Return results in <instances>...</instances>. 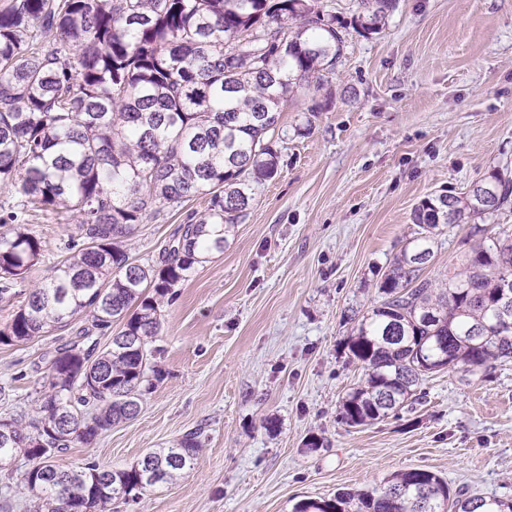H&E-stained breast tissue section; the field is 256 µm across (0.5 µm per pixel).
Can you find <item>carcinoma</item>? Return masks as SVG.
Segmentation results:
<instances>
[{
	"label": "carcinoma",
	"mask_w": 512,
	"mask_h": 512,
	"mask_svg": "<svg viewBox=\"0 0 512 512\" xmlns=\"http://www.w3.org/2000/svg\"><path fill=\"white\" fill-rule=\"evenodd\" d=\"M357 26L378 31L394 0H362ZM344 26L314 0H10L0 9V187L20 194V213L67 214L83 238L0 327V344L69 326L92 327L57 349L48 387L25 425L0 421V465L21 454L28 512H109L191 469L200 451L189 432L129 468H66L56 454L89 445L140 412L160 380L149 366L161 307L195 265L224 243L256 188L279 169L281 106L301 83L336 71ZM53 40L47 41V34ZM208 197L206 214L181 224L149 265L125 242L165 208ZM512 205V179L491 171L466 197L418 204L421 236L381 282L382 303L358 319L345 345L364 382L339 406L349 426L369 425L418 399L428 374L474 372L512 361V322L493 324L512 297V235L489 240L471 224ZM471 224L460 266L438 285L424 274L441 225ZM24 224L0 234V294L42 256ZM123 323L101 349L94 329ZM293 512H512L432 471L411 468L371 492L302 499Z\"/></svg>",
	"instance_id": "1"
}]
</instances>
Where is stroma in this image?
Wrapping results in <instances>:
<instances>
[{
    "label": "stroma",
    "instance_id": "1",
    "mask_svg": "<svg viewBox=\"0 0 512 512\" xmlns=\"http://www.w3.org/2000/svg\"><path fill=\"white\" fill-rule=\"evenodd\" d=\"M346 28L322 88L283 108L279 170L259 186L223 252L162 307L151 361L163 377L138 416L59 453L79 470L126 468L201 430L194 467L112 512H291L304 498L369 491L408 468L484 496L512 497V362L428 375L399 416L349 427L338 408L364 373L344 343L380 305L391 262L416 237L422 200L460 196L496 170L512 177V0H397L383 27H355L360 0H318ZM320 104L309 115L312 104ZM311 121L307 136L296 126ZM197 196L138 225L126 248L152 262ZM43 261L0 296V325L67 256L70 217L22 216ZM468 225L440 227L430 277L443 282ZM91 323L0 345V418L26 419L55 351ZM23 456L0 466V512H27Z\"/></svg>",
    "mask_w": 512,
    "mask_h": 512
}]
</instances>
